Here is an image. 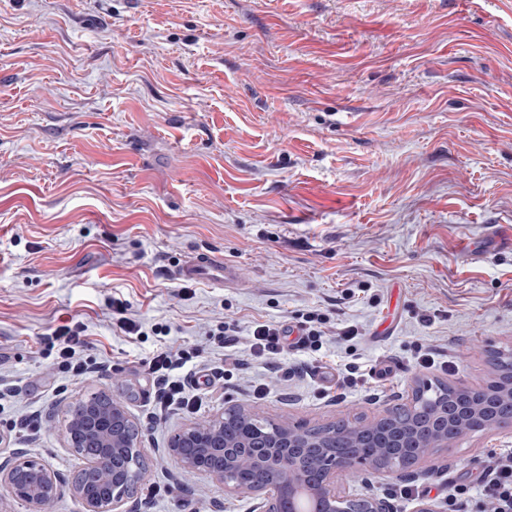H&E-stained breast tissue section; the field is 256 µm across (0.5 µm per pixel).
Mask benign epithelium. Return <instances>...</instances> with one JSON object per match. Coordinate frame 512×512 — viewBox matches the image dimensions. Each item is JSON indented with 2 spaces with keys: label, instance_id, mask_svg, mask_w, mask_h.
Returning a JSON list of instances; mask_svg holds the SVG:
<instances>
[{
  "label": "benign epithelium",
  "instance_id": "benign-epithelium-1",
  "mask_svg": "<svg viewBox=\"0 0 512 512\" xmlns=\"http://www.w3.org/2000/svg\"><path fill=\"white\" fill-rule=\"evenodd\" d=\"M75 408L66 416L71 447L93 449L83 453V468L65 475L17 448L0 457V485L16 498H27L33 512H50L67 490L82 501L85 512H137L134 494L143 465L142 428L107 391L77 402ZM487 411L484 402L472 400L439 414L428 427L397 425L384 435L375 433L384 420L381 416L352 428L345 440L348 447L358 448L371 436L376 451L367 463L370 475L383 478L395 473L405 478L416 463L465 434L451 429V418L486 416ZM259 420L245 406L227 409L174 434L168 452L183 472L221 483L226 494L261 497L262 512H308L296 507L302 498L315 503L318 512H389L382 498L360 499L337 488L357 463L355 455L323 445L325 438L335 435L334 424L309 427L281 417L266 420L271 431L262 440L249 442L225 433L230 424L252 426Z\"/></svg>",
  "mask_w": 512,
  "mask_h": 512
}]
</instances>
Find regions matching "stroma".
Instances as JSON below:
<instances>
[{"mask_svg": "<svg viewBox=\"0 0 512 512\" xmlns=\"http://www.w3.org/2000/svg\"><path fill=\"white\" fill-rule=\"evenodd\" d=\"M199 251L241 285L174 279ZM116 298L170 335H121ZM312 310L359 337L268 376L246 330ZM66 320L105 369L58 395L46 336ZM218 321L243 330L237 365L196 414L153 424L156 351L213 360ZM419 344L447 372L416 367ZM497 352H512V0H0V383L17 392L0 454L76 472L58 414L105 390L143 429L142 512H259L180 475L171 435L234 404L370 418L417 380L487 383ZM29 415L40 432L8 436ZM507 448L512 425L468 434L409 481L437 503Z\"/></svg>", "mask_w": 512, "mask_h": 512, "instance_id": "stroma-1", "label": "stroma"}]
</instances>
